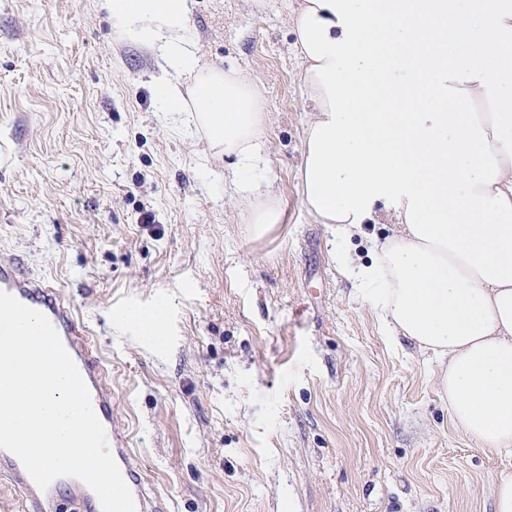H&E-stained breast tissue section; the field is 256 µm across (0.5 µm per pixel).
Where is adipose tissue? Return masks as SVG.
<instances>
[{
	"label": "adipose tissue",
	"instance_id": "obj_1",
	"mask_svg": "<svg viewBox=\"0 0 512 512\" xmlns=\"http://www.w3.org/2000/svg\"><path fill=\"white\" fill-rule=\"evenodd\" d=\"M190 0H107L156 51V97L235 160L256 234L279 223L251 179L265 151L256 85L201 65ZM309 118L299 193L341 238L392 236L348 266L393 336L440 366L456 429L506 458L493 512H512V0H300L290 18Z\"/></svg>",
	"mask_w": 512,
	"mask_h": 512
}]
</instances>
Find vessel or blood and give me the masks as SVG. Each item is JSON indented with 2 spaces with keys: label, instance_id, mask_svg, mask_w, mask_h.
<instances>
[{
  "label": "vessel or blood",
  "instance_id": "vessel-or-blood-1",
  "mask_svg": "<svg viewBox=\"0 0 512 512\" xmlns=\"http://www.w3.org/2000/svg\"><path fill=\"white\" fill-rule=\"evenodd\" d=\"M0 291L41 311L57 331L88 388L93 409L105 429L108 446L132 492L135 512H164L158 496L148 493L144 475L134 465L127 443L119 439L113 427L112 394L104 383L105 371L86 326L76 319L54 285L40 278L22 276L16 262H0ZM0 472L6 473L23 490L27 512H53L57 498L63 492L74 504L75 512H102L96 494L83 481L63 487L54 482L47 489H40L20 459L3 449H0Z\"/></svg>",
  "mask_w": 512,
  "mask_h": 512
}]
</instances>
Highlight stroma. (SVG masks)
Wrapping results in <instances>:
<instances>
[{
  "label": "stroma",
  "instance_id": "obj_1",
  "mask_svg": "<svg viewBox=\"0 0 512 512\" xmlns=\"http://www.w3.org/2000/svg\"><path fill=\"white\" fill-rule=\"evenodd\" d=\"M297 0H191L203 65L262 91L256 236L235 160L153 93L104 0H0V261L53 282L107 370L117 432L167 512H492L502 460L458 432L437 362L394 338L297 192Z\"/></svg>",
  "mask_w": 512,
  "mask_h": 512
}]
</instances>
